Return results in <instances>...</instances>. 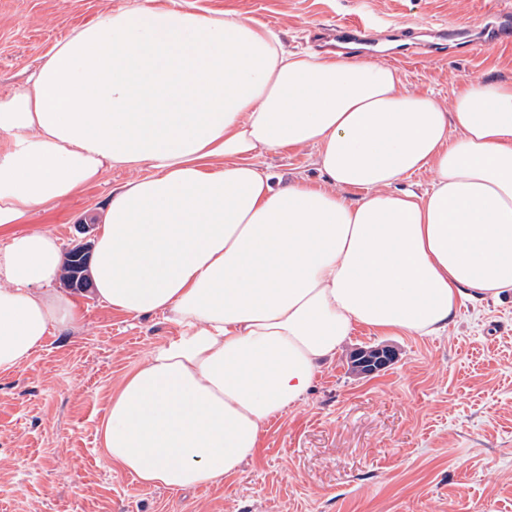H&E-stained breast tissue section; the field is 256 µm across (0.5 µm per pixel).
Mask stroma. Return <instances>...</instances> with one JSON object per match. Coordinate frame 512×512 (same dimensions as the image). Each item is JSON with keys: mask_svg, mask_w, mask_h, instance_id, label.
Instances as JSON below:
<instances>
[{"mask_svg": "<svg viewBox=\"0 0 512 512\" xmlns=\"http://www.w3.org/2000/svg\"><path fill=\"white\" fill-rule=\"evenodd\" d=\"M132 0H0V96L26 87L51 46ZM148 6L233 12L273 30L289 54L312 52L323 29L365 18L422 42L449 27L473 34L512 0H142ZM407 88L448 104L466 81L512 84V44L427 52L397 62ZM283 182L320 183L319 150L262 153ZM131 171L112 168L25 226L64 248L93 241L78 219L97 213ZM80 329L47 337L0 374V512H512V292L465 299L434 336L356 327L324 361L293 409L270 420L257 454L217 484L173 490L112 464L100 426L123 377L176 335L164 314L127 317L77 294ZM389 346L394 361L362 376L350 357Z\"/></svg>", "mask_w": 512, "mask_h": 512, "instance_id": "obj_1", "label": "stroma"}]
</instances>
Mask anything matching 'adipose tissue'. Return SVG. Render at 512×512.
<instances>
[{"label":"adipose tissue","instance_id":"ef3b65f1","mask_svg":"<svg viewBox=\"0 0 512 512\" xmlns=\"http://www.w3.org/2000/svg\"><path fill=\"white\" fill-rule=\"evenodd\" d=\"M308 145L324 185L257 162ZM114 167L135 176L102 212L93 291L179 327L100 429L149 486L236 473L355 326L430 336L462 298L512 292V84L469 80L445 108L386 64L288 55L231 14L135 5L55 43L0 98V372L83 321L59 238L24 221ZM424 168L429 191L400 189Z\"/></svg>","mask_w":512,"mask_h":512}]
</instances>
